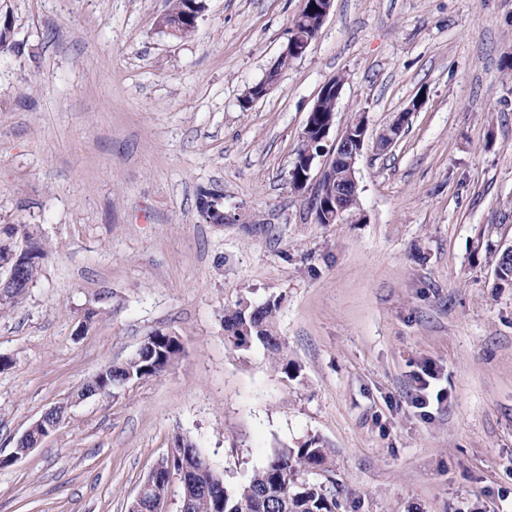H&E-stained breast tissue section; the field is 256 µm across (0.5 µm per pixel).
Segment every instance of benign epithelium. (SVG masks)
<instances>
[{"label": "benign epithelium", "instance_id": "1", "mask_svg": "<svg viewBox=\"0 0 512 512\" xmlns=\"http://www.w3.org/2000/svg\"><path fill=\"white\" fill-rule=\"evenodd\" d=\"M276 85L274 81L265 80L252 87L243 99V106L247 107L255 101L266 96ZM342 85L336 83V79L328 80L321 87L317 100L308 114L301 139L304 145V156L296 157L294 164L301 165L303 170L296 183V189L302 190L311 187L313 193L314 215L329 224L338 222L343 215L354 208V202L358 201V181L355 176L354 164L357 157L361 154L367 139V123L361 122L356 126H346L338 134L331 147L326 149L323 142L327 141L330 130L334 124V114H329L320 118V122H314L319 118L320 104L327 98L336 102L339 99ZM424 101L417 97L402 112L398 113L388 127L381 133L378 145L387 148L393 145L410 116L419 111ZM317 173H312V170ZM69 406L58 405L45 411L42 416L34 422V425L40 426V431L35 436H29V431H24L19 439L23 446L20 454H11L10 460L16 461L27 455L32 449L36 448L47 438L63 421V417L68 415ZM192 467L186 463H181V467L176 469L172 463V457L164 458V463H157L151 469L145 484L162 485L169 488L172 482L180 484L182 492L188 491V473Z\"/></svg>", "mask_w": 512, "mask_h": 512}]
</instances>
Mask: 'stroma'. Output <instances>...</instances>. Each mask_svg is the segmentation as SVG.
Here are the masks:
<instances>
[{
  "mask_svg": "<svg viewBox=\"0 0 512 512\" xmlns=\"http://www.w3.org/2000/svg\"><path fill=\"white\" fill-rule=\"evenodd\" d=\"M302 4L207 0L177 38L156 26L167 0H0V225L50 245L0 312V512H128L178 435L231 489L318 436L337 512H512V284L494 273L512 246V0H333L307 54L244 106ZM337 75L331 132L361 113L368 139L357 208L319 224L290 173ZM205 191L231 222L201 221ZM242 299L278 300L287 372L225 339ZM156 331L182 344L161 379L74 403L10 461ZM428 367L447 398L422 408ZM423 104L424 101L420 97H417L405 110L399 112L379 136L378 145L382 148H388L393 145L397 141L405 125L408 123L410 116L413 112H418L422 108ZM115 383L107 382L105 387L101 389H96L92 391H85L83 396L75 397V399L70 402V404L67 405H58L50 408L49 410L45 411L42 416L34 422L33 425L29 426L20 436L19 442H21L22 446L25 447L22 451V454H15L14 452L10 456V460L17 461L18 459H21L22 457L26 456L32 449L36 448L38 445L41 444V442L47 438L52 432L56 430V428L61 424L63 421V416L65 415L67 417L69 409L74 405V403H78L80 401H83L85 399L100 396V394L105 393H112L115 389H120L121 387H124L125 384L121 383L119 385L114 386ZM40 426V431L36 436L30 437L29 432L31 429L35 426Z\"/></svg>",
  "mask_w": 512,
  "mask_h": 512,
  "instance_id": "stroma-1",
  "label": "stroma"
}]
</instances>
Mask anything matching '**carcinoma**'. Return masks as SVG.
Masks as SVG:
<instances>
[{
	"instance_id": "1",
	"label": "carcinoma",
	"mask_w": 512,
	"mask_h": 512,
	"mask_svg": "<svg viewBox=\"0 0 512 512\" xmlns=\"http://www.w3.org/2000/svg\"><path fill=\"white\" fill-rule=\"evenodd\" d=\"M200 0H169V8L163 15L166 22L179 23L178 37H187L195 25L186 20L193 12V5ZM318 0H307L304 8L293 18L296 33L307 34V18L315 9ZM31 240L33 255L22 265L21 275L27 285H32L40 271V264L48 246L37 237L29 224H10ZM279 302L267 300L259 305L240 301L224 315V331L227 341L235 348L251 346L258 342L276 355L274 366L288 372V359L279 356L281 343L275 334V318ZM247 325L249 337L240 335L239 328ZM157 334L148 336L151 346L141 350L135 358L126 363L124 369H112L105 377L113 379L133 375L138 378L144 367L148 374L158 378L166 371L168 361L176 359L181 351L177 337H161L163 343L156 344ZM184 447L175 449L174 467L181 465L182 458L192 457L191 504L187 512H336V494L325 487L322 480L301 481V477L314 471L328 472L325 468L330 449L319 438L309 439L295 448H281L274 451L268 462L253 471L249 479L239 487L230 490L224 479L201 453L196 442L183 437Z\"/></svg>"
}]
</instances>
